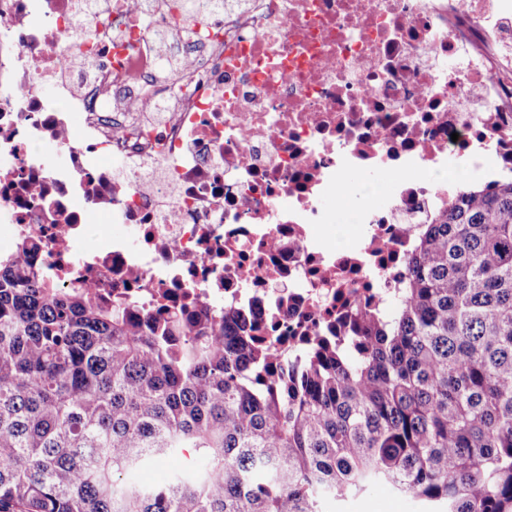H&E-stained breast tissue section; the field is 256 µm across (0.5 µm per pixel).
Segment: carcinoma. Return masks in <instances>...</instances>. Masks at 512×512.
I'll return each mask as SVG.
<instances>
[{"label":"carcinoma","mask_w":512,"mask_h":512,"mask_svg":"<svg viewBox=\"0 0 512 512\" xmlns=\"http://www.w3.org/2000/svg\"><path fill=\"white\" fill-rule=\"evenodd\" d=\"M35 248L0 255V512H321L378 481L512 512V178L431 209L392 315L296 370L228 313L142 325L66 291Z\"/></svg>","instance_id":"cac0c4a2"}]
</instances>
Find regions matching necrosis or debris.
<instances>
[{"label":"necrosis or debris","instance_id":"4bbe7bcc","mask_svg":"<svg viewBox=\"0 0 512 512\" xmlns=\"http://www.w3.org/2000/svg\"><path fill=\"white\" fill-rule=\"evenodd\" d=\"M4 52L0 242L140 319L257 321L291 359L392 303L449 164L512 173V0H0ZM382 170L358 201L349 174Z\"/></svg>","mask_w":512,"mask_h":512}]
</instances>
